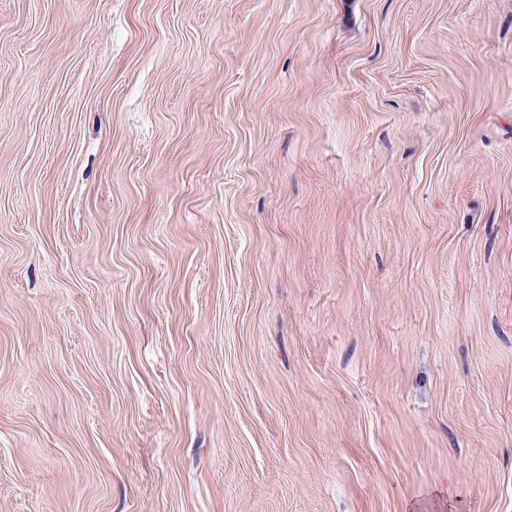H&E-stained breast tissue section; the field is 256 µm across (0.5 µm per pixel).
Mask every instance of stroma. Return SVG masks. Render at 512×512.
Instances as JSON below:
<instances>
[{"label":"stroma","mask_w":512,"mask_h":512,"mask_svg":"<svg viewBox=\"0 0 512 512\" xmlns=\"http://www.w3.org/2000/svg\"><path fill=\"white\" fill-rule=\"evenodd\" d=\"M0 512H512V0H0Z\"/></svg>","instance_id":"35a3bbf8"}]
</instances>
